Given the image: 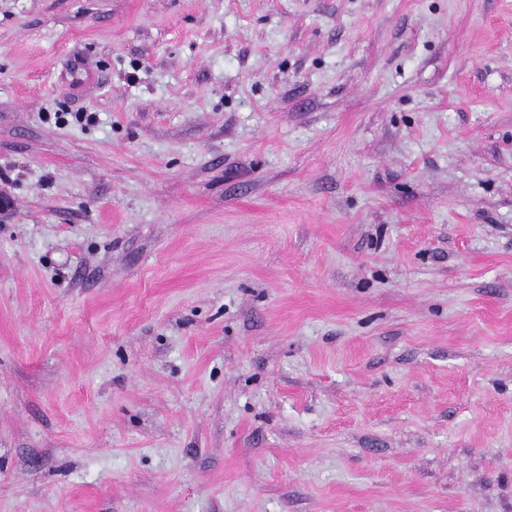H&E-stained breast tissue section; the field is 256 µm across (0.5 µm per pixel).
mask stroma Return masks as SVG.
<instances>
[{
    "label": "stroma",
    "instance_id": "35a3bbf8",
    "mask_svg": "<svg viewBox=\"0 0 512 512\" xmlns=\"http://www.w3.org/2000/svg\"><path fill=\"white\" fill-rule=\"evenodd\" d=\"M0 512H512V0H0Z\"/></svg>",
    "mask_w": 512,
    "mask_h": 512
}]
</instances>
